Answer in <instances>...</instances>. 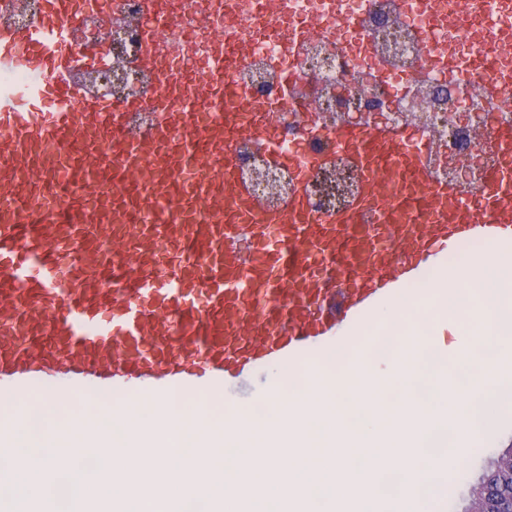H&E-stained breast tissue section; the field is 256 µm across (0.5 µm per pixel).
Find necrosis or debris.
<instances>
[{"label": "necrosis or debris", "mask_w": 512, "mask_h": 512, "mask_svg": "<svg viewBox=\"0 0 512 512\" xmlns=\"http://www.w3.org/2000/svg\"><path fill=\"white\" fill-rule=\"evenodd\" d=\"M499 30L487 40L483 15L466 27V0H79L68 24L72 77L89 93L124 108L130 133L160 122L156 87L184 71L200 122L213 119L206 96L212 44L223 38L232 62L224 73V109L259 121L295 163L276 160L255 137H234L230 157L253 219L284 212L293 197L325 221L353 208L369 175L341 147L343 114L381 103L369 130L403 136L423 149L421 182H381L364 223H374L395 194L445 184L473 196L512 164L501 135L512 129V0H489ZM151 23L137 25L139 15ZM434 92L426 121L407 113L416 87ZM480 98H472V88ZM489 116L471 138L472 115Z\"/></svg>", "instance_id": "necrosis-or-debris-1"}]
</instances>
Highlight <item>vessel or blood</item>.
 <instances>
[{"mask_svg":"<svg viewBox=\"0 0 512 512\" xmlns=\"http://www.w3.org/2000/svg\"><path fill=\"white\" fill-rule=\"evenodd\" d=\"M76 4L46 0L35 27L0 25V446L22 420L15 402L29 396L61 408L99 401L114 426L136 396L155 410L151 433H164L175 399L199 398L203 414L207 398L249 369L334 348L337 324L370 316L450 247L512 251V169L475 202L448 187L401 197L393 207L409 220L359 233L352 226L371 208L368 195L328 222L300 196L287 212L245 222L229 143L260 125L229 113L198 125L169 73L155 98L159 125L128 136L123 113L66 77L65 21ZM343 140L379 179L390 176L375 163L382 156H400L411 174L420 168L400 141L359 131ZM206 157L216 170L201 186L203 219L177 174ZM61 189L68 216L57 219L48 211ZM156 191L179 196L176 220L133 223ZM72 440L57 469L83 447L112 450L95 432Z\"/></svg>","mask_w":512,"mask_h":512,"instance_id":"1","label":"vessel or blood"}]
</instances>
